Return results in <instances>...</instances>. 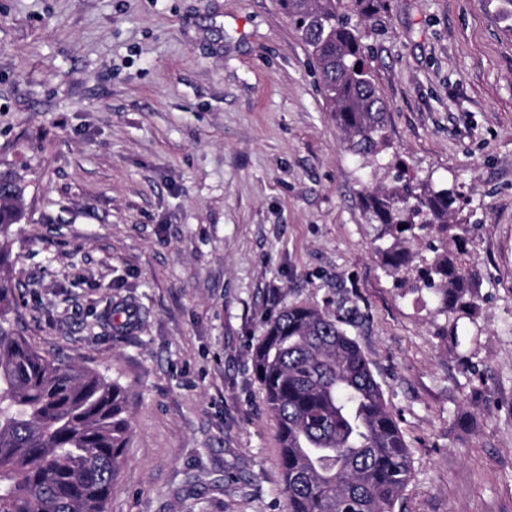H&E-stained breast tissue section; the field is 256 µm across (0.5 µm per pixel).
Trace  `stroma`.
Wrapping results in <instances>:
<instances>
[{
  "label": "stroma",
  "mask_w": 512,
  "mask_h": 512,
  "mask_svg": "<svg viewBox=\"0 0 512 512\" xmlns=\"http://www.w3.org/2000/svg\"><path fill=\"white\" fill-rule=\"evenodd\" d=\"M364 25L392 153L463 194L456 343L387 275L360 192L392 176L346 150L280 0H0V162L29 180L9 276L36 350L127 392L107 512H287L250 355L291 301L351 320L410 452L395 512H512V5Z\"/></svg>",
  "instance_id": "35a3bbf8"
}]
</instances>
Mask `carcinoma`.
Here are the masks:
<instances>
[{"mask_svg": "<svg viewBox=\"0 0 512 512\" xmlns=\"http://www.w3.org/2000/svg\"><path fill=\"white\" fill-rule=\"evenodd\" d=\"M386 0H282L307 46L346 147L376 159L388 147L387 104L364 54L365 20ZM396 175L362 191V208L384 243L386 272L400 288L429 295L446 320L479 307L462 256L469 228L451 224L459 192ZM27 171L0 169V236L19 223ZM404 229H398V226ZM427 231L433 253L418 264L410 244ZM454 249H448V243ZM18 302L0 276V512H106L130 421L125 388L76 363L42 355L23 336ZM253 374L279 426L287 512H394L411 475L399 426L357 341L336 313L310 301L283 305L263 323Z\"/></svg>", "mask_w": 512, "mask_h": 512, "instance_id": "obj_1", "label": "carcinoma"}]
</instances>
